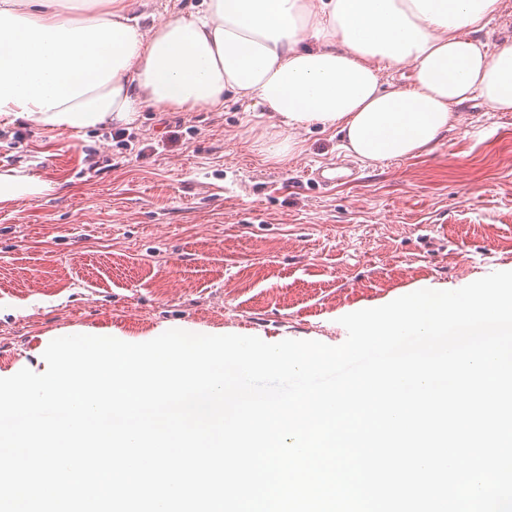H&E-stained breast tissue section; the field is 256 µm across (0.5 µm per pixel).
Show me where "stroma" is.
<instances>
[{
	"label": "stroma",
	"instance_id": "35a3bbf8",
	"mask_svg": "<svg viewBox=\"0 0 512 512\" xmlns=\"http://www.w3.org/2000/svg\"><path fill=\"white\" fill-rule=\"evenodd\" d=\"M428 154L358 167L313 128L287 139L263 107L144 109L140 124L45 132L0 123V172L54 184L0 204V372L43 373L46 337L135 340L160 327L338 346L336 317L418 288L512 271V115L474 100ZM345 169L322 166L315 170L308 171L307 176L310 181L317 185L329 188L339 181L349 182L353 180L355 173L351 169Z\"/></svg>",
	"mask_w": 512,
	"mask_h": 512
}]
</instances>
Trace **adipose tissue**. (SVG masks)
I'll return each mask as SVG.
<instances>
[{"label":"adipose tissue","mask_w":512,"mask_h":512,"mask_svg":"<svg viewBox=\"0 0 512 512\" xmlns=\"http://www.w3.org/2000/svg\"><path fill=\"white\" fill-rule=\"evenodd\" d=\"M512 0H203L149 30L129 0H0V122L130 129L141 111L271 112L318 126L361 162L432 152L478 99L512 112V39H481ZM410 69L408 86L384 80Z\"/></svg>","instance_id":"adipose-tissue-1"}]
</instances>
